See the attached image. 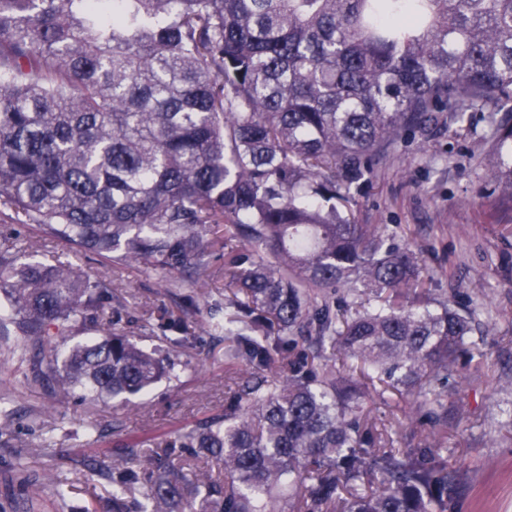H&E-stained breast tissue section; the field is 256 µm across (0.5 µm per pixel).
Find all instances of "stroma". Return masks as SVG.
I'll return each mask as SVG.
<instances>
[{
	"mask_svg": "<svg viewBox=\"0 0 512 512\" xmlns=\"http://www.w3.org/2000/svg\"><path fill=\"white\" fill-rule=\"evenodd\" d=\"M486 123L473 113L463 126L438 128L401 145L372 177L353 191L358 223L381 225L395 239L414 238L436 297L453 296L475 310L474 339L490 369L464 390L465 417L448 431L444 455L460 468L456 512H512V437L498 432L500 406L512 402V196L488 186ZM89 276L112 281L106 312L135 317L139 331L158 329L178 299L132 269L82 258ZM184 367L124 405L61 398L29 387L0 346V386L12 392L14 415L0 420V512H63L51 493L26 500L14 466L24 461L31 478L66 481L85 512H112L108 477L119 444L191 427L223 411L239 374L224 364V341L203 328L188 333L179 350ZM105 426L98 440L87 423Z\"/></svg>",
	"mask_w": 512,
	"mask_h": 512,
	"instance_id": "obj_1",
	"label": "stroma"
}]
</instances>
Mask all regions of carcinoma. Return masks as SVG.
<instances>
[{
    "label": "carcinoma",
    "mask_w": 512,
    "mask_h": 512,
    "mask_svg": "<svg viewBox=\"0 0 512 512\" xmlns=\"http://www.w3.org/2000/svg\"><path fill=\"white\" fill-rule=\"evenodd\" d=\"M471 112L512 194V0H0V208L168 293L224 257V307L185 295L167 327L249 368L224 413L126 445L112 512L139 484L138 512H454L441 451L460 370L484 368L475 311L344 208L410 135ZM0 295L33 388L107 404L176 377L181 341L104 321L112 287L69 260L1 242ZM375 384L408 409L401 450L365 415ZM179 448L224 479L169 473Z\"/></svg>",
    "instance_id": "1"
}]
</instances>
